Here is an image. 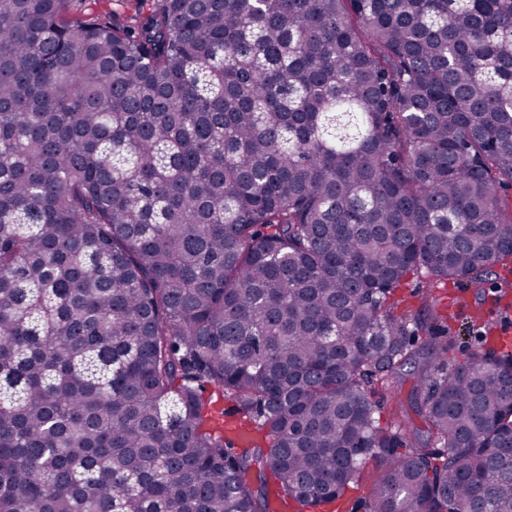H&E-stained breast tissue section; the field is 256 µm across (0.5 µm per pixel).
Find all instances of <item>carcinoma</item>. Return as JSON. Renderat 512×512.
Segmentation results:
<instances>
[{"mask_svg":"<svg viewBox=\"0 0 512 512\" xmlns=\"http://www.w3.org/2000/svg\"><path fill=\"white\" fill-rule=\"evenodd\" d=\"M72 2L0 0V512H512V353L392 301L512 263V0ZM152 0H77L73 1L72 14L79 18L99 15L117 24H129L145 18ZM411 386H412V381L409 380L408 382H406L403 385V388L401 389L400 392L397 391L395 393L384 394V398L382 400L383 407H384V412H383L384 419L392 418V416H390V414H389L390 409L391 408L395 409L396 407L400 406V404H402L403 408H405L408 411L409 416L412 418L414 424L417 426H422V421L410 410V408L408 406V397H409V393L411 390ZM380 469V465L373 461H369L365 465L359 481L343 498L344 510L341 512H362L361 509H359L360 501L364 500V498L370 494L371 489L376 483Z\"/></svg>","mask_w":512,"mask_h":512,"instance_id":"1","label":"carcinoma"}]
</instances>
